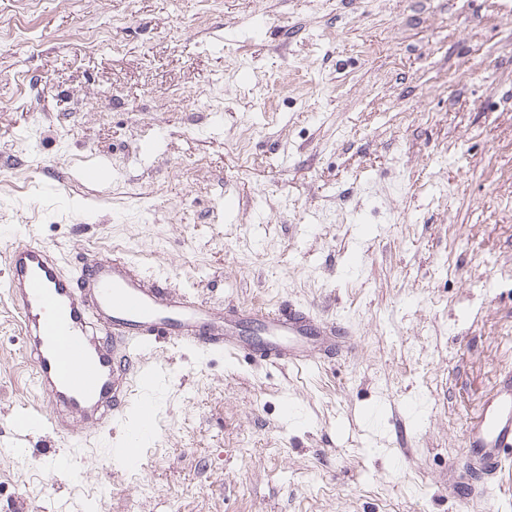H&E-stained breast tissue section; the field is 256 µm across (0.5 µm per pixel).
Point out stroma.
Masks as SVG:
<instances>
[{
    "mask_svg": "<svg viewBox=\"0 0 512 512\" xmlns=\"http://www.w3.org/2000/svg\"><path fill=\"white\" fill-rule=\"evenodd\" d=\"M0 155V248L348 331L313 367L158 344L135 459L132 410L55 482L0 295V512H460L512 367V0H0Z\"/></svg>",
    "mask_w": 512,
    "mask_h": 512,
    "instance_id": "stroma-1",
    "label": "stroma"
}]
</instances>
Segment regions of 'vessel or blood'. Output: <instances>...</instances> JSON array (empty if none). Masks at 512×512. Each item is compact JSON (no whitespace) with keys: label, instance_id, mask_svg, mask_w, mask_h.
Listing matches in <instances>:
<instances>
[{"label":"vessel or blood","instance_id":"vessel-or-blood-1","mask_svg":"<svg viewBox=\"0 0 512 512\" xmlns=\"http://www.w3.org/2000/svg\"><path fill=\"white\" fill-rule=\"evenodd\" d=\"M8 271L4 291L17 312L33 362L32 385L45 401L40 416L65 448L47 466L69 467L89 429L108 430L123 414L133 380L151 385L155 367L141 359L157 343L261 358L274 364H311L300 340L332 353L345 328L294 304L271 312L223 310L149 277L125 256L83 254L75 272L33 234L0 249ZM512 460V382L503 381L465 433L464 466L498 471Z\"/></svg>","mask_w":512,"mask_h":512}]
</instances>
